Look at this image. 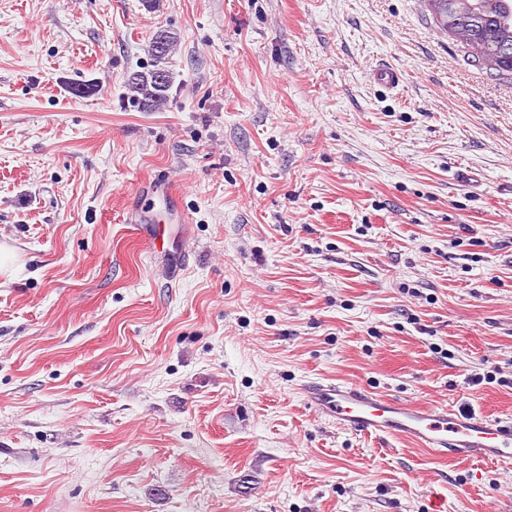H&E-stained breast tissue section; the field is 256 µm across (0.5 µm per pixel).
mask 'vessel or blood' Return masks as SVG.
Segmentation results:
<instances>
[{"instance_id":"1","label":"vessel or blood","mask_w":512,"mask_h":512,"mask_svg":"<svg viewBox=\"0 0 512 512\" xmlns=\"http://www.w3.org/2000/svg\"><path fill=\"white\" fill-rule=\"evenodd\" d=\"M301 392L311 407L355 433L408 440L445 459H512V426L481 412L417 406L353 383L312 380Z\"/></svg>"}]
</instances>
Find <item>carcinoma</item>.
I'll return each mask as SVG.
<instances>
[{
  "instance_id": "obj_1",
  "label": "carcinoma",
  "mask_w": 512,
  "mask_h": 512,
  "mask_svg": "<svg viewBox=\"0 0 512 512\" xmlns=\"http://www.w3.org/2000/svg\"><path fill=\"white\" fill-rule=\"evenodd\" d=\"M436 25L465 46L471 62L491 75L512 73V0H424ZM145 112L160 109L171 86L163 68L133 75L128 83Z\"/></svg>"
}]
</instances>
